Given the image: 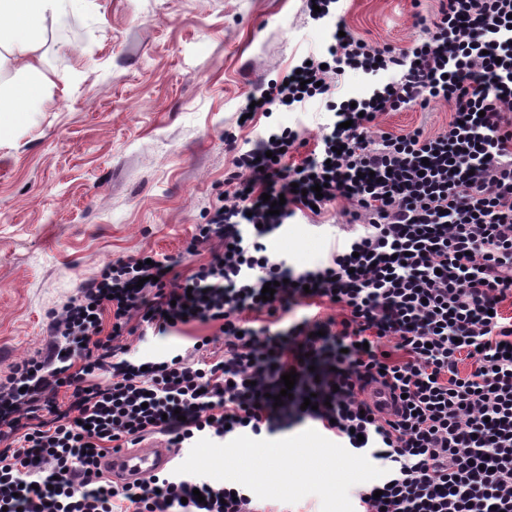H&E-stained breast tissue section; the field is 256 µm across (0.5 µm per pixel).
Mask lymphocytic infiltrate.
<instances>
[{"mask_svg": "<svg viewBox=\"0 0 512 512\" xmlns=\"http://www.w3.org/2000/svg\"><path fill=\"white\" fill-rule=\"evenodd\" d=\"M427 30L405 49L335 35L293 80L270 81L255 111L320 99L333 121L300 166L284 164L301 143L290 127L237 153L233 191L192 237L223 252L171 289L162 261L112 263L54 317L46 356L0 380V512H263L240 486L174 470L119 484L100 461L156 432L188 448L307 423L377 469L353 490L358 512H512V0H439ZM350 70L387 80L337 98ZM433 102L448 103L447 130L365 140L380 113ZM339 197L360 231L325 261L298 269L269 253L296 213ZM326 301L341 319L294 314ZM134 313L159 336L218 324L224 353L203 358V336L188 352L128 359L112 340ZM291 371L292 395L275 406ZM374 381L394 415L364 399Z\"/></svg>", "mask_w": 512, "mask_h": 512, "instance_id": "obj_1", "label": "lymphocytic infiltrate"}]
</instances>
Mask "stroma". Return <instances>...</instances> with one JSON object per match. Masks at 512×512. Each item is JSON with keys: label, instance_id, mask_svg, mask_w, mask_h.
Segmentation results:
<instances>
[{"label": "stroma", "instance_id": "35a3bbf8", "mask_svg": "<svg viewBox=\"0 0 512 512\" xmlns=\"http://www.w3.org/2000/svg\"><path fill=\"white\" fill-rule=\"evenodd\" d=\"M437 0H340L338 20L352 36L402 49L425 31ZM74 36L49 32L44 65L54 87L40 111L0 140V379L54 343L49 324L108 262L143 255L169 261L167 286L182 283L222 249L218 241L185 248L224 195L238 145L267 126L300 129L314 149L328 114L274 111L238 127L247 95L278 78L303 54L329 41L331 26L308 16L305 0H88L72 15ZM450 109L433 102L378 116L370 132L445 131ZM351 204L339 198L321 215L296 216L268 239L270 252L303 269L329 253ZM218 327L200 321L168 336L146 334L132 317L117 343L132 358H158L209 336L223 354ZM285 442L282 460L267 449ZM253 468L276 469L257 502L265 512H353L350 487L376 479L326 433L307 424L250 442ZM240 443L199 440L175 465L229 486L250 484L237 463Z\"/></svg>", "mask_w": 512, "mask_h": 512}]
</instances>
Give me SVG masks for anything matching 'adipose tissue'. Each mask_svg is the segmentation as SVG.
Instances as JSON below:
<instances>
[{
  "label": "adipose tissue",
  "mask_w": 512,
  "mask_h": 512,
  "mask_svg": "<svg viewBox=\"0 0 512 512\" xmlns=\"http://www.w3.org/2000/svg\"><path fill=\"white\" fill-rule=\"evenodd\" d=\"M85 0H0V135L49 95L43 66L48 30Z\"/></svg>",
  "instance_id": "1"
}]
</instances>
